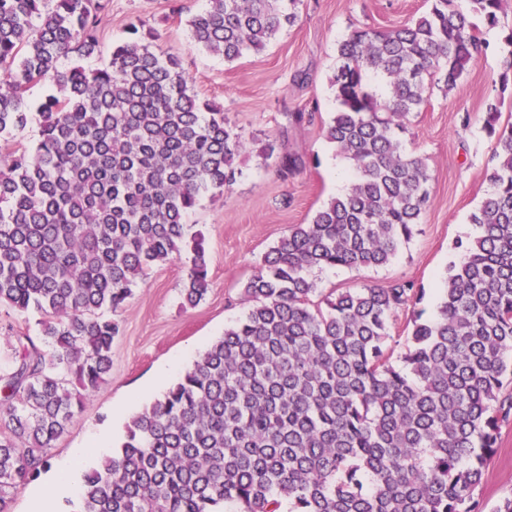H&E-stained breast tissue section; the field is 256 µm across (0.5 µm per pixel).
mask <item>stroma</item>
Listing matches in <instances>:
<instances>
[{
    "mask_svg": "<svg viewBox=\"0 0 512 512\" xmlns=\"http://www.w3.org/2000/svg\"><path fill=\"white\" fill-rule=\"evenodd\" d=\"M207 0H110L102 21L100 48L86 65L107 63L113 42L128 22L147 21L159 36L158 48L176 55L200 98L223 104L230 124L247 149L237 160L241 177L224 195L205 197L186 222L202 232L210 288L194 307L181 295L182 262L159 263L139 280L118 310L121 333L112 343V367L105 384L86 401L49 455L57 460L109 432L120 444L130 417L158 397L192 367L199 354L246 311L244 283L265 254L295 225L309 223L352 179L349 163L323 136L336 109L329 78L336 69L339 42L353 29H385L425 12L427 0H300L297 22L282 29L258 54L227 62L190 43L188 19ZM512 0H502L500 24L481 28L482 51L453 91L435 84L427 103L414 113L402 134L405 150L425 157L431 201L411 240L397 257L379 268H326L314 271L319 294L364 284L410 280L424 288L426 316L437 310L438 290L447 270L459 261V244L480 236L469 221L490 190L487 161L490 139L484 119L490 104L512 120V86L499 77L512 49ZM315 112L313 122L296 121ZM286 144L302 155L305 167L284 176L269 145ZM512 495V423L501 429L499 448L487 463L480 498L486 512Z\"/></svg>",
    "mask_w": 512,
    "mask_h": 512,
    "instance_id": "1",
    "label": "stroma"
}]
</instances>
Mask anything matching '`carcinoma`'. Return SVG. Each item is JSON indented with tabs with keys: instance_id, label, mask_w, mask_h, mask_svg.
Returning a JSON list of instances; mask_svg holds the SVG:
<instances>
[{
	"instance_id": "1",
	"label": "carcinoma",
	"mask_w": 512,
	"mask_h": 512,
	"mask_svg": "<svg viewBox=\"0 0 512 512\" xmlns=\"http://www.w3.org/2000/svg\"><path fill=\"white\" fill-rule=\"evenodd\" d=\"M429 2L414 22L340 42L324 136L354 170L349 188L267 252L244 316L84 474L81 512H483L485 464L512 421V122L489 106L493 190L470 217L483 234L448 269L434 317L416 311L424 292L409 280L315 302L308 277L389 264L429 206L426 158L399 133L429 79L452 89L476 63L473 19L497 26L502 0ZM296 7L208 0L187 20L191 42L233 62L264 51ZM106 8L0 0V306L39 315L37 334L16 331L0 356V512L105 383L112 313L145 271L186 253L184 298H204L205 237L185 217L242 175V135L146 21L127 25L105 65H82ZM41 85L52 92L30 102ZM33 107L30 149L16 135ZM278 165L286 177L305 160L284 150ZM402 309L400 369L389 340Z\"/></svg>"
}]
</instances>
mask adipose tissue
Here are the masks:
<instances>
[{
  "mask_svg": "<svg viewBox=\"0 0 512 512\" xmlns=\"http://www.w3.org/2000/svg\"><path fill=\"white\" fill-rule=\"evenodd\" d=\"M103 436H95L93 448H75L63 460L55 463L47 491L31 492L27 512H57L59 498L78 493L82 484L83 462L90 450H105Z\"/></svg>",
  "mask_w": 512,
  "mask_h": 512,
  "instance_id": "1",
  "label": "adipose tissue"
}]
</instances>
